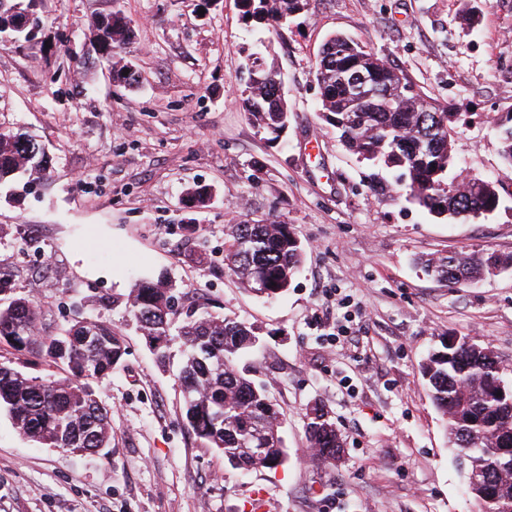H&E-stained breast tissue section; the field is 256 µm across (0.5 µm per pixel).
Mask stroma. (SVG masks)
I'll return each instance as SVG.
<instances>
[{
  "mask_svg": "<svg viewBox=\"0 0 512 512\" xmlns=\"http://www.w3.org/2000/svg\"><path fill=\"white\" fill-rule=\"evenodd\" d=\"M117 4L134 29L126 86L91 48ZM35 13L33 42H0V129L35 135L50 168L0 184V269L40 304L46 331L103 320L127 355L100 386L107 454L44 447L0 414V512H253L259 501L264 512H474L422 365L471 336L512 368V273L451 285L422 262L512 254L497 133L512 118V0H310L275 34L243 24L237 0H40ZM337 32L456 114L455 169L497 181V211L435 219L346 149L317 112L314 62ZM260 41L291 109L278 140L241 105ZM199 185L212 199L187 209ZM266 221L291 226L304 249L275 300L224 264L230 225ZM162 273L180 308L254 326L259 346L237 367L281 414L283 465L233 466L184 423L177 364H156L125 307L136 279ZM341 325L348 340L335 338ZM316 403L344 439L333 467L308 451Z\"/></svg>",
  "mask_w": 512,
  "mask_h": 512,
  "instance_id": "1",
  "label": "stroma"
}]
</instances>
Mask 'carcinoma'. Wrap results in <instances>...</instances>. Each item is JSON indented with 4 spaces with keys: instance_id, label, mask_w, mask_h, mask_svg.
<instances>
[{
    "instance_id": "obj_1",
    "label": "carcinoma",
    "mask_w": 512,
    "mask_h": 512,
    "mask_svg": "<svg viewBox=\"0 0 512 512\" xmlns=\"http://www.w3.org/2000/svg\"><path fill=\"white\" fill-rule=\"evenodd\" d=\"M309 0H238L249 26L276 30ZM133 37L122 9L97 27L92 50L110 60ZM322 118L340 140L374 167L397 173L409 198L433 216L448 221L478 219L501 205L497 183L473 178L464 189L455 181L452 124L454 115L427 100L405 76L349 35L325 42L315 64ZM245 73L255 74L242 106L254 126L270 135L284 124V96L275 63L260 53L248 55ZM501 156L512 168V124L498 125ZM48 156L35 149L31 136L0 130V183L28 170H44ZM301 242L279 223L233 224L224 242L225 267L250 289L266 283L265 296L285 292L302 259ZM500 266L512 269V255L458 253L428 260L450 284H463ZM176 296L161 281L140 280L128 294L129 312L159 363L170 359L174 338L183 346L178 379L183 419L199 442L245 469H271L288 457L278 409L262 385L238 371L235 361L258 338L253 328L201 308H190L172 334ZM41 311L33 300L15 293L13 276L0 270V342L60 367L59 377H31L0 363V413L23 435L48 447L95 455L112 443V416L97 392L126 355L124 338L102 321L77 320L58 334L38 330ZM502 362L489 347L465 337L448 342L423 365L431 397L445 418L455 461L478 483L470 489L476 512H508L512 485L501 473L512 471V381L504 380ZM307 430L315 457L331 466L340 460L341 439L323 409L308 413Z\"/></svg>"
}]
</instances>
